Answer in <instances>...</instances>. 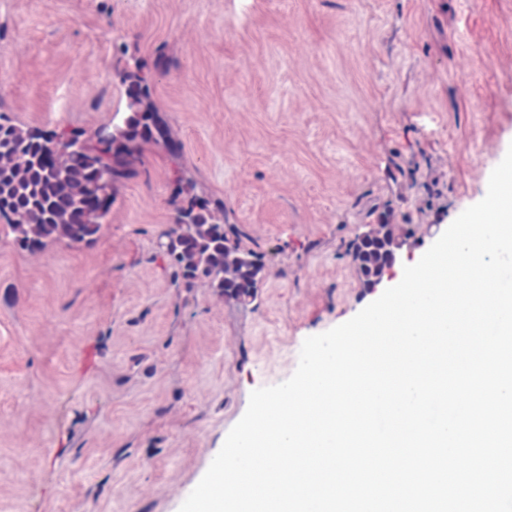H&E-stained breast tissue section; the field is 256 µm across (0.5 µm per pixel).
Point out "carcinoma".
<instances>
[{"mask_svg":"<svg viewBox=\"0 0 512 512\" xmlns=\"http://www.w3.org/2000/svg\"><path fill=\"white\" fill-rule=\"evenodd\" d=\"M127 68L124 118L112 127L104 153L82 140V133H57L23 126L0 114V234L30 254L63 242L89 244L102 232L111 209L84 213L88 198L114 186L149 148L164 149L173 139L141 71ZM62 137L54 163L46 162L48 144ZM174 224L161 232L158 246L167 261L170 282L179 288L200 284L239 304L256 298L264 264L241 246L244 231L227 221L224 204L178 185L174 192ZM413 236L397 224L383 223L351 241L348 255L362 287H371L393 266V255Z\"/></svg>","mask_w":512,"mask_h":512,"instance_id":"carcinoma-1","label":"carcinoma"}]
</instances>
